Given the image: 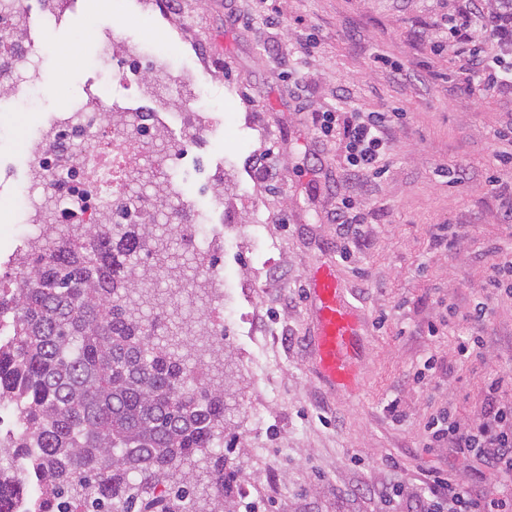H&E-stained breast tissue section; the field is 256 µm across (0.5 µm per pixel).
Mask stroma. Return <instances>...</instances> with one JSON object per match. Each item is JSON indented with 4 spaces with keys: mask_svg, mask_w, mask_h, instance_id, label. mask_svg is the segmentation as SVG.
Segmentation results:
<instances>
[{
    "mask_svg": "<svg viewBox=\"0 0 512 512\" xmlns=\"http://www.w3.org/2000/svg\"><path fill=\"white\" fill-rule=\"evenodd\" d=\"M53 2L42 0L18 29L19 43L43 55H0V164L11 169L0 182V277L13 276L25 251L20 194L39 128L77 103L130 113L143 104L99 64L90 30L143 44L146 66L160 49L192 64L204 46L207 69L160 74L169 106L158 119L171 141L190 140L196 161L175 176L177 195L166 206L188 200L184 224L210 213L219 241L234 436L224 455L242 501L255 512H389L381 487L412 495L428 472L447 468L482 489L480 461L428 447L424 426L443 405L468 426L481 411L484 377L512 373V296L492 294L484 279L486 252L512 250V221L499 206L512 166L492 165L496 152L512 149L498 137L512 126V85L473 94L464 74L477 49L512 75V39L484 16L475 45L451 42L454 0H272L274 28L256 0H181L172 15L154 12L152 0L102 9L92 0ZM70 44L79 53L62 61ZM182 106L212 113L213 127L193 134L177 114ZM354 109L400 115L382 178L348 176L339 139L318 135L319 113ZM268 148L272 179L251 162ZM452 164L465 168L464 181L440 175ZM217 186L224 204L215 208ZM348 196L368 213L363 247H345L330 222L337 198ZM437 224L465 225L451 251L434 249ZM327 264L367 331L353 395L330 390L313 371V317L302 294L310 273ZM481 302L487 316L468 320ZM461 336L482 337L478 355L457 357ZM433 355L440 368L425 370ZM393 400L402 421L386 410ZM389 458L397 469L387 468Z\"/></svg>",
    "mask_w": 512,
    "mask_h": 512,
    "instance_id": "1",
    "label": "stroma"
}]
</instances>
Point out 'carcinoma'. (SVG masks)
<instances>
[{
  "label": "carcinoma",
  "instance_id": "cac0c4a2",
  "mask_svg": "<svg viewBox=\"0 0 512 512\" xmlns=\"http://www.w3.org/2000/svg\"><path fill=\"white\" fill-rule=\"evenodd\" d=\"M72 232L0 279V407L21 417L0 454L23 460L28 480L0 463V512L37 494L27 512H189L197 497L194 456L209 463L214 512H238L235 474L222 452L224 387L204 371L224 348L186 311L188 288L158 297L182 255L150 224H70ZM155 255L136 271L134 257ZM154 301L163 328L140 315Z\"/></svg>",
  "mask_w": 512,
  "mask_h": 512
}]
</instances>
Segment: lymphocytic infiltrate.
Listing matches in <instances>:
<instances>
[{
  "label": "lymphocytic infiltrate",
  "instance_id": "obj_1",
  "mask_svg": "<svg viewBox=\"0 0 512 512\" xmlns=\"http://www.w3.org/2000/svg\"><path fill=\"white\" fill-rule=\"evenodd\" d=\"M394 118L391 112H350L344 116L326 112L318 122V131L326 138L342 134L348 173L371 181L384 173ZM502 385V377L484 379V413L469 429H460L453 411L446 407L437 409L425 426L428 440L437 447L483 459L485 489L472 490L459 483L453 472L435 471L411 503L399 501L396 486L382 488L392 512H512V405L500 401Z\"/></svg>",
  "mask_w": 512,
  "mask_h": 512
}]
</instances>
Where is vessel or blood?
<instances>
[{"label": "vessel or blood", "instance_id": "vessel-or-blood-1", "mask_svg": "<svg viewBox=\"0 0 512 512\" xmlns=\"http://www.w3.org/2000/svg\"><path fill=\"white\" fill-rule=\"evenodd\" d=\"M308 300L314 312L313 345L316 369L331 388L359 389L358 346L363 324L347 300L335 266L318 267L309 278Z\"/></svg>", "mask_w": 512, "mask_h": 512}]
</instances>
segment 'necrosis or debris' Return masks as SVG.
I'll list each match as a JSON object with an SVG mask.
<instances>
[{"instance_id":"4bbe7bcc","label":"necrosis or debris","mask_w":512,"mask_h":512,"mask_svg":"<svg viewBox=\"0 0 512 512\" xmlns=\"http://www.w3.org/2000/svg\"><path fill=\"white\" fill-rule=\"evenodd\" d=\"M101 48L118 60L120 79L142 89L147 105L132 121L113 122L111 114L85 103L50 122L40 145L30 153L36 189L25 198L26 207L44 225L61 223L73 213L82 223H100V199L89 190L93 184L102 185L108 197L120 199L139 223H150L162 200L131 194L130 185L140 174L135 157L160 150L167 161L179 162L187 154L185 147L160 141L154 120L159 101L138 69L140 46L107 33Z\"/></svg>"}]
</instances>
